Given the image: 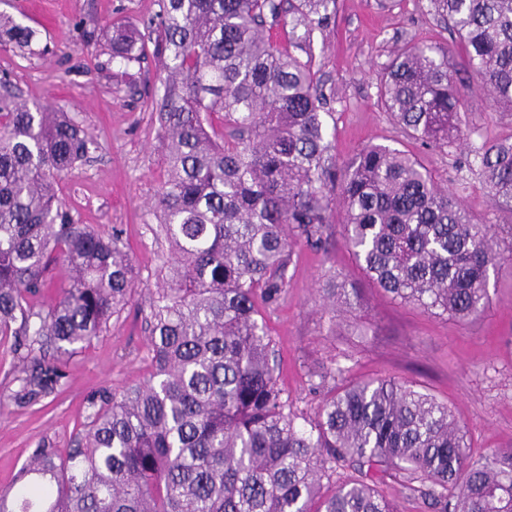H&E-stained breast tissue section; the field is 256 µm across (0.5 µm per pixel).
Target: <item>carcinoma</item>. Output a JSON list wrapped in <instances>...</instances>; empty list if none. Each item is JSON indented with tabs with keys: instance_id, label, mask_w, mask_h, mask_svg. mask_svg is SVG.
I'll list each match as a JSON object with an SVG mask.
<instances>
[{
	"instance_id": "carcinoma-1",
	"label": "carcinoma",
	"mask_w": 512,
	"mask_h": 512,
	"mask_svg": "<svg viewBox=\"0 0 512 512\" xmlns=\"http://www.w3.org/2000/svg\"><path fill=\"white\" fill-rule=\"evenodd\" d=\"M337 2L160 0L167 179L156 213L172 259L146 318L151 371L91 397L66 454L35 449L0 512H398L380 489L392 472L434 512H512V448L474 454L433 395L322 367L307 417L278 384L266 311L286 293L294 242L327 250L336 210L365 277L430 314H483L503 258L494 225L473 221L411 154L368 144L337 166L312 50ZM423 9L463 48L490 105L512 113V0ZM34 37L0 15L1 47L33 54ZM105 37L111 59L143 58L137 30L114 23ZM461 84L448 48L409 42L378 74V100L411 139L457 149L469 125ZM96 149L69 113L3 88L0 336L14 338L18 403L55 393L60 357L100 336L134 292L120 234L82 223L60 197ZM469 168L512 213V140L474 150ZM56 265L66 278L44 310ZM319 292L333 311L359 305L346 280Z\"/></svg>"
}]
</instances>
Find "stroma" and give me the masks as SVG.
<instances>
[{
    "instance_id": "obj_1",
    "label": "stroma",
    "mask_w": 512,
    "mask_h": 512,
    "mask_svg": "<svg viewBox=\"0 0 512 512\" xmlns=\"http://www.w3.org/2000/svg\"><path fill=\"white\" fill-rule=\"evenodd\" d=\"M158 12L156 0H0V14L33 29L39 49L35 55L0 50V72L23 100L70 112L99 146L94 161L65 181L66 205L101 232L120 233L138 272L132 301L71 358L62 387L48 398L14 402L13 340L0 339V490L11 486L34 448L71 447L87 419L89 396L140 384L150 371L148 292L161 285L168 255L154 217L166 177L157 120L163 61L152 40ZM111 22L145 34L144 60L126 65L111 60L104 47L86 45L84 27ZM409 41L446 46L450 66L462 69L459 46L420 0H400L390 10L377 9L375 0H338L335 18L315 33L314 69L329 98L336 161L346 162L368 144L411 152L459 194L476 222L494 225L501 248L511 247L512 212L494 206L466 159L485 143L512 139V114L494 111L480 80L471 78L463 84L461 109L474 127L462 130L463 149L409 139L378 105L376 88L377 69ZM330 232L327 251L295 245L298 260L288 290L267 317L282 359L279 381L298 407L312 413L318 406L313 369L340 366L353 380L411 381L447 403L475 453L512 448V261L491 272L486 311L458 321L385 296L344 246L341 222ZM331 274L359 288V309L325 311L317 289Z\"/></svg>"
}]
</instances>
